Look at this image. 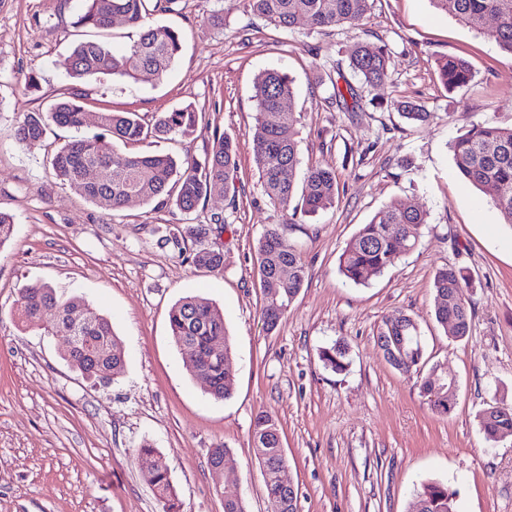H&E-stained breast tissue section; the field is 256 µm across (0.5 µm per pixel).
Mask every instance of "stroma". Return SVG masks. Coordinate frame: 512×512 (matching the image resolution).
<instances>
[{
    "label": "stroma",
    "instance_id": "35a3bbf8",
    "mask_svg": "<svg viewBox=\"0 0 512 512\" xmlns=\"http://www.w3.org/2000/svg\"><path fill=\"white\" fill-rule=\"evenodd\" d=\"M84 8L85 0H0V211L15 221L0 245V512H163L149 463L135 454L146 441L168 463L179 512H224L228 492L249 512H270L251 444L263 411L279 423L298 512H410L423 481L448 484L458 512H512V436L489 441L477 420L488 405L512 403V226L460 177L451 151L469 122L512 126V54L431 0H372L358 28L318 33L303 20L274 28L245 0H177L147 18L183 36L167 78L77 82L61 61L82 37L74 22ZM360 42L391 51L385 84L363 85L350 69ZM450 56L465 57L473 73L453 91L437 75ZM332 68L356 86L358 106L331 103L319 75ZM266 70L292 81L303 165L330 167L339 183L332 208L295 222L268 201L253 160V86ZM32 71L39 87L27 93ZM74 87L91 114L197 111L190 135L127 144V153L200 160L214 134L235 140L233 185L204 207L229 222L216 238L220 269L195 268L167 245L187 220L179 211L133 201L107 214L58 180L51 159L74 130L52 124L42 141L18 143L24 116ZM403 101L431 119L405 122L395 109ZM395 198L427 213L418 246L368 284L346 282V244ZM271 228L300 251L308 277L270 332L255 248ZM449 263L473 281L461 340L434 318V276ZM32 283L83 297L111 320L125 364L110 386L68 365L63 337L19 320L18 292ZM186 296L224 313L235 369L227 399L206 393L189 350L172 340L169 310ZM398 311L418 324L427 365L456 383L448 414L434 413L416 377L394 370L377 346L383 319ZM335 343L347 353L340 373L319 358ZM218 447L229 457L217 483L209 457Z\"/></svg>",
    "mask_w": 512,
    "mask_h": 512
}]
</instances>
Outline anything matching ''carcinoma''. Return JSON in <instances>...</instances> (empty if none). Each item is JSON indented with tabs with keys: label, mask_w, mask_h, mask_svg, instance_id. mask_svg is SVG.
<instances>
[{
	"label": "carcinoma",
	"mask_w": 512,
	"mask_h": 512,
	"mask_svg": "<svg viewBox=\"0 0 512 512\" xmlns=\"http://www.w3.org/2000/svg\"><path fill=\"white\" fill-rule=\"evenodd\" d=\"M148 0H86L75 27L90 33H104L119 17L139 29L123 51L116 53L98 38L77 42L62 60L68 76L76 82L96 75H112L137 80L150 76L162 80L176 63L182 35L163 25L146 22ZM249 9L268 24L291 29L302 19L310 30L356 28L371 8V0H246ZM434 5L464 26L477 30L512 53V0H433ZM390 52L384 46H356L349 67L362 83L375 86L390 75ZM440 81L450 91L472 80L469 63L452 56L438 61ZM293 97L292 82L274 70L260 73L254 83L253 101L264 113H275L273 123L259 121L252 132L253 158L269 202L283 210L290 206L297 185H302L301 214H314L334 206L337 194L336 171L321 165L306 169L303 181H297L300 165L299 123L297 113L285 109ZM402 117L411 122H426L431 113L417 105H396ZM198 113L190 107L163 112L145 121L135 112L97 113L99 132L66 143L51 159V168L62 183L109 214L122 209L134 197L140 202L169 206L190 214L204 205L217 189L227 190L237 169L235 141L228 135H214L211 151L204 160L187 157L179 162L169 154L132 155L117 149V143L138 142L147 138L167 139L194 130ZM80 130L87 125V111L80 95L72 91L46 113H28L19 123L18 142L29 146L39 142L49 124ZM459 174L490 198L502 223L512 225V127L489 122H472L452 145ZM95 168L103 173L93 182L84 172ZM427 223L426 211L392 200L350 239L343 250L339 268L344 278L356 285L368 283L393 265L398 255L416 248L420 226ZM224 214L213 212L206 224H186L167 238L183 260L196 268L216 270L223 264V251L207 244L214 231L224 230ZM257 266L263 292L261 317L274 331L296 300L307 277L300 253L285 248L275 228L268 229L257 246ZM434 315L448 327L454 322L452 336L468 335L472 312L457 298L471 287L470 276L448 264L434 278ZM54 311V318L43 325L42 316ZM17 311L28 329L57 336H82L83 343L65 353L64 359L82 376L97 382H112L124 365V349L112 322L83 298H62L46 283H33L20 289ZM171 336L179 348L198 352L196 369L191 375L206 387L216 400L230 396L234 378L232 349L228 341L224 314L212 303L187 296L169 311ZM224 343V355L214 358L209 344ZM377 345L385 360L398 372L420 377V393L432 410L446 414L453 398L448 396V374L424 365L423 339L417 323L398 312L387 316L377 333ZM345 349L337 343L322 348L324 366L336 372L346 369ZM480 429L487 439L512 435V403L490 406L478 414ZM252 447L263 473L271 512H296V493L282 487L281 468L287 465L279 425L267 413L256 416L251 433ZM138 454L154 458L150 481L165 502L166 512H177V492L171 481L165 458L150 443L138 448ZM414 512H456L455 493L448 486L425 481L415 491Z\"/></svg>",
	"instance_id": "cac0c4a2"
}]
</instances>
